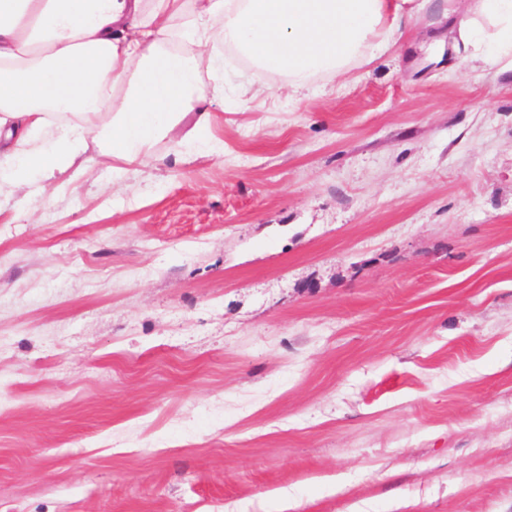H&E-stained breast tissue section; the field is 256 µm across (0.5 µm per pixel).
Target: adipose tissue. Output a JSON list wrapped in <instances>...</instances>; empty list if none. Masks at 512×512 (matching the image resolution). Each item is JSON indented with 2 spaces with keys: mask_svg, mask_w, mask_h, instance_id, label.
Wrapping results in <instances>:
<instances>
[{
  "mask_svg": "<svg viewBox=\"0 0 512 512\" xmlns=\"http://www.w3.org/2000/svg\"><path fill=\"white\" fill-rule=\"evenodd\" d=\"M417 0H0V190L51 195L94 157L134 164L168 140L198 159L224 97L225 50L284 74L301 98L318 74L374 57ZM458 37L481 70L512 69V0H466Z\"/></svg>",
  "mask_w": 512,
  "mask_h": 512,
  "instance_id": "obj_1",
  "label": "adipose tissue"
}]
</instances>
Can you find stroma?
Masks as SVG:
<instances>
[{"label": "stroma", "instance_id": "obj_1", "mask_svg": "<svg viewBox=\"0 0 512 512\" xmlns=\"http://www.w3.org/2000/svg\"><path fill=\"white\" fill-rule=\"evenodd\" d=\"M452 7L297 102L226 52L216 157L0 195V512H512V71Z\"/></svg>", "mask_w": 512, "mask_h": 512}]
</instances>
